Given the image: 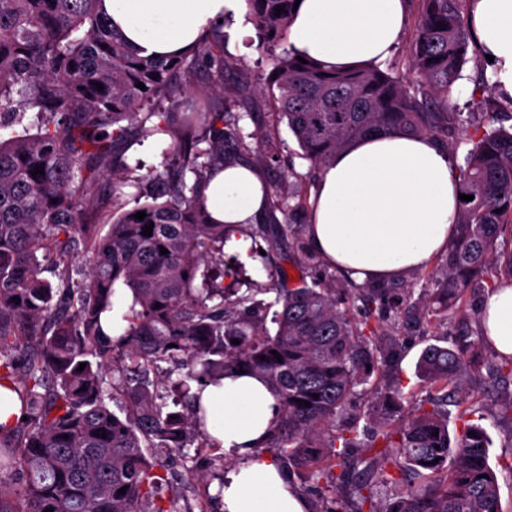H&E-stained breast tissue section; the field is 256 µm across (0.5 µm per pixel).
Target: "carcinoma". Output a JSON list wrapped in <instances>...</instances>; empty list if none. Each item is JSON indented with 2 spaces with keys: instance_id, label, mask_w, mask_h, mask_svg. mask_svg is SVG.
<instances>
[{
  "instance_id": "carcinoma-1",
  "label": "carcinoma",
  "mask_w": 512,
  "mask_h": 512,
  "mask_svg": "<svg viewBox=\"0 0 512 512\" xmlns=\"http://www.w3.org/2000/svg\"><path fill=\"white\" fill-rule=\"evenodd\" d=\"M247 2L268 54L264 90L313 166L370 134L429 136L444 147L456 136L448 100L471 40L463 0H420L409 80L378 64L327 71L278 53L295 0ZM98 3L0 0V127L36 117L35 132L24 126L0 142V380L13 384L24 416L0 427V512H170L151 451L193 461L220 449L192 389L239 369L262 375L280 401L264 448L305 491L332 495L329 506L311 501V512H500L486 429L465 411L455 434L448 429V398L468 380L475 342L465 335L451 347L425 346L416 372L438 394L406 411L403 338L365 332L350 308L376 303L415 331L485 289L488 265L512 280V249L497 250L512 226V131L474 126L460 167V191L474 199L462 201L440 278L417 298L407 294L394 310L389 284H338L332 273L290 288L281 261L300 271L319 265L303 247L288 256L309 211L289 204L297 190L268 186L263 225L216 224L200 195L216 166L274 157L268 136L243 133L251 112L208 103L178 111L188 92L179 74L202 66L224 84V42L205 40L190 57H141ZM136 133L170 144L143 176L162 202L126 210L121 186L104 179L124 170ZM38 166L44 174H32ZM139 212L144 219L134 218ZM151 223L152 235H142ZM233 235L265 242L268 283L224 287V241ZM80 247L93 258L83 278L66 269L54 281L42 277L44 263ZM118 284L132 304L114 339L102 315ZM263 308L273 311L272 332L252 320ZM162 363L189 367L173 385L179 411L167 409ZM382 371L379 405L399 424L383 422L367 444L354 426L336 433V417ZM359 448L368 452L365 466L335 474ZM377 487L395 497L377 502Z\"/></svg>"
}]
</instances>
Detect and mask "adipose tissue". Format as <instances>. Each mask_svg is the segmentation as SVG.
Here are the masks:
<instances>
[{
    "mask_svg": "<svg viewBox=\"0 0 512 512\" xmlns=\"http://www.w3.org/2000/svg\"><path fill=\"white\" fill-rule=\"evenodd\" d=\"M101 9L141 56H178L225 19H242L245 0H102ZM471 35L493 58L500 96L512 98V0H470ZM408 18V0H301L289 33L293 54L336 70L385 61ZM215 221L259 222L266 180L259 168L233 163L204 184ZM307 237L330 266L357 283L389 282L426 269L447 251L460 208L459 171L433 138H365L337 154L311 196ZM488 344L512 359V283L485 300ZM207 431L239 460L224 477V512H309V501L277 462L260 452L280 416L259 376L232 371L201 393Z\"/></svg>",
    "mask_w": 512,
    "mask_h": 512,
    "instance_id": "obj_1",
    "label": "adipose tissue"
}]
</instances>
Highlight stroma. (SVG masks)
Listing matches in <instances>:
<instances>
[{"label":"stroma","mask_w":512,"mask_h":512,"mask_svg":"<svg viewBox=\"0 0 512 512\" xmlns=\"http://www.w3.org/2000/svg\"><path fill=\"white\" fill-rule=\"evenodd\" d=\"M246 45L245 52L230 54L233 68L224 74L225 87L244 84L249 88H256L265 72L266 67L260 62L261 53L257 42L250 39ZM468 58L462 77L448 101V109L459 113L462 125L466 126L471 121L478 120L486 129L498 128L499 123L494 115L499 102L496 91L490 88L480 90L476 87L481 74L490 73L491 68L477 47H470ZM256 102L258 120H244L243 126L248 132H258L268 126L274 129L278 160L264 171L268 183L297 184L302 198H309L317 181L310 162L302 158L301 150L287 123L271 124L273 105L269 99L260 95ZM163 148V142L145 138L135 141L126 152L130 175L129 182L123 187L126 200L148 202V186L143 183L135 184L134 178L145 174L148 167L159 164ZM499 362V357L487 344L478 346L473 358L470 381L457 392L455 402L448 405V424L456 426L457 417L464 409L483 416V424L490 438L489 462L498 479L500 507L502 512H512V420L495 416L498 401L512 397V376L493 387L487 383L490 369ZM155 457L166 479L161 495L174 512H194L199 506L200 488L191 480V473L212 477L233 469L238 463L237 458L230 453L221 459L213 454H204L189 462L161 451L156 452Z\"/></svg>","instance_id":"1"}]
</instances>
